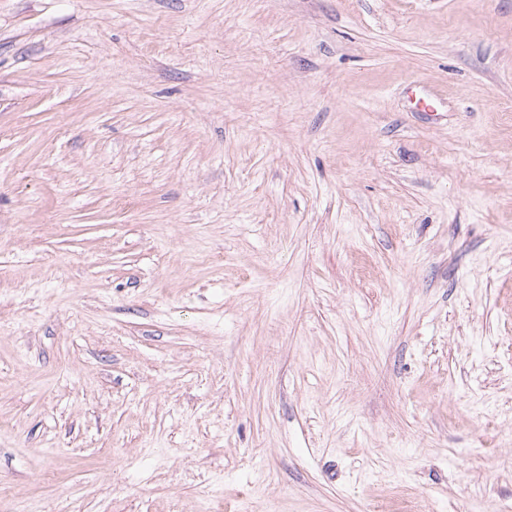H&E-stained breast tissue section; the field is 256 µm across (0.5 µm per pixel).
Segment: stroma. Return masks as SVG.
<instances>
[{"label": "stroma", "instance_id": "35a3bbf8", "mask_svg": "<svg viewBox=\"0 0 512 512\" xmlns=\"http://www.w3.org/2000/svg\"><path fill=\"white\" fill-rule=\"evenodd\" d=\"M408 500L512 512V0H0V512Z\"/></svg>", "mask_w": 512, "mask_h": 512}]
</instances>
